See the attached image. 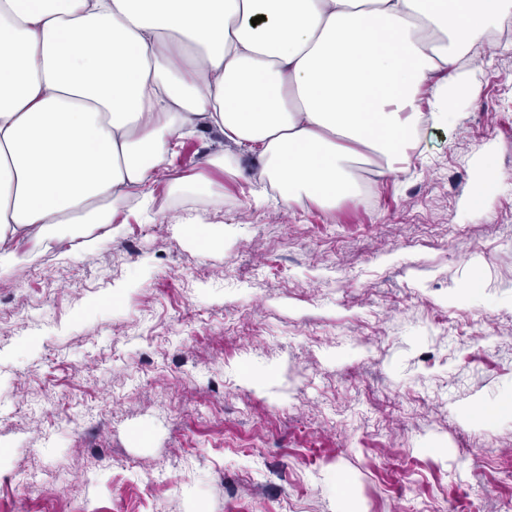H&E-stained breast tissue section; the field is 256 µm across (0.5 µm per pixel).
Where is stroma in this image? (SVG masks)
I'll return each mask as SVG.
<instances>
[{"label": "stroma", "mask_w": 512, "mask_h": 512, "mask_svg": "<svg viewBox=\"0 0 512 512\" xmlns=\"http://www.w3.org/2000/svg\"><path fill=\"white\" fill-rule=\"evenodd\" d=\"M499 41L408 170L335 208L255 206L259 163L205 168L202 125L121 237L0 274V512H512V414L462 421L512 401Z\"/></svg>", "instance_id": "35a3bbf8"}]
</instances>
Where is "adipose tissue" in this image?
<instances>
[{"mask_svg": "<svg viewBox=\"0 0 512 512\" xmlns=\"http://www.w3.org/2000/svg\"><path fill=\"white\" fill-rule=\"evenodd\" d=\"M504 0H0V273L119 237L198 124L291 206L334 207L364 151L403 171L446 127ZM431 102L421 107L424 86Z\"/></svg>", "mask_w": 512, "mask_h": 512, "instance_id": "ef3b65f1", "label": "adipose tissue"}]
</instances>
